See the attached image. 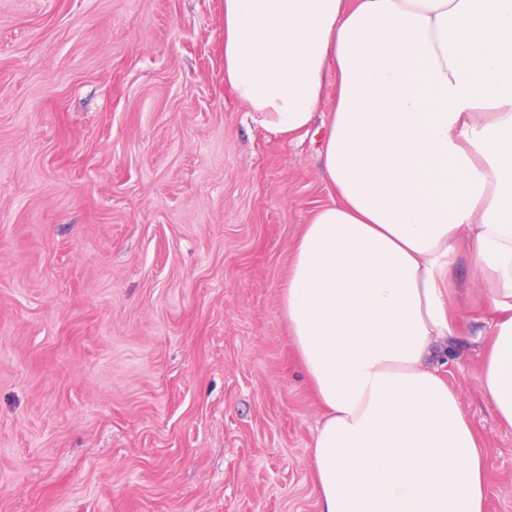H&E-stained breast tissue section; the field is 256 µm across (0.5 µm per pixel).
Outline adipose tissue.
<instances>
[{"mask_svg": "<svg viewBox=\"0 0 512 512\" xmlns=\"http://www.w3.org/2000/svg\"><path fill=\"white\" fill-rule=\"evenodd\" d=\"M224 77L279 134L336 88L334 194L282 307L324 409L320 512H484L483 445L426 364L467 246L492 314L484 396L512 426V0H224Z\"/></svg>", "mask_w": 512, "mask_h": 512, "instance_id": "ef3b65f1", "label": "adipose tissue"}]
</instances>
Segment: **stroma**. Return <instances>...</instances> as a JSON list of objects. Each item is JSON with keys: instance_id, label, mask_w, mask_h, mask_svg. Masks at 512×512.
<instances>
[{"instance_id": "35a3bbf8", "label": "stroma", "mask_w": 512, "mask_h": 512, "mask_svg": "<svg viewBox=\"0 0 512 512\" xmlns=\"http://www.w3.org/2000/svg\"><path fill=\"white\" fill-rule=\"evenodd\" d=\"M313 125L264 128L224 77V0H0V512H320L324 410L282 314L331 202ZM431 367L512 512L483 397L472 258Z\"/></svg>"}]
</instances>
